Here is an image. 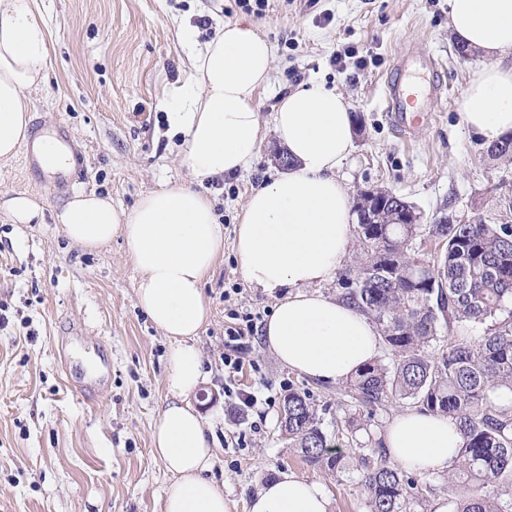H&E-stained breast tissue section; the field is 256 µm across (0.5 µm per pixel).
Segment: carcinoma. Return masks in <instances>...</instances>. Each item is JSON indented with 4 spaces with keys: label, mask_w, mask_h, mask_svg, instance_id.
I'll use <instances>...</instances> for the list:
<instances>
[{
    "label": "carcinoma",
    "mask_w": 512,
    "mask_h": 512,
    "mask_svg": "<svg viewBox=\"0 0 512 512\" xmlns=\"http://www.w3.org/2000/svg\"><path fill=\"white\" fill-rule=\"evenodd\" d=\"M492 159L512 158V134L487 147ZM357 235L359 264L342 277L340 298L372 319L392 363L376 360L341 388L363 430L357 484L366 512H430L431 484L380 454L370 427L394 401L422 413L456 419L462 438L456 463L433 475L448 489L452 512H512V403L489 393L512 392V224H365ZM434 239L432 257L416 248ZM448 343L436 348L437 324ZM482 328L474 338L460 328ZM281 425L304 462L332 473L350 470L346 456L327 445L310 392L288 391Z\"/></svg>",
    "instance_id": "obj_1"
}]
</instances>
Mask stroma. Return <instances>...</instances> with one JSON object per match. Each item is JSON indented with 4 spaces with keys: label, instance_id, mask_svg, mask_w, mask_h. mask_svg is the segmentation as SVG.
<instances>
[{
    "label": "stroma",
    "instance_id": "obj_1",
    "mask_svg": "<svg viewBox=\"0 0 512 512\" xmlns=\"http://www.w3.org/2000/svg\"><path fill=\"white\" fill-rule=\"evenodd\" d=\"M52 44L47 78L32 94L31 118L63 124L84 155L71 192L30 172L24 156L0 163V193L27 192L63 207L72 193L110 195L132 207L142 193L188 179L171 137L165 103L187 77L196 28L205 43L216 28L251 21L276 49L259 93L261 141L248 171L206 190L224 226V252L204 284L212 318L197 339L206 378L194 404L216 448L211 479L230 512H248L262 484L288 472L320 484L332 512H366L349 477L302 462L281 435L282 401L309 390L331 446L356 461L365 432L338 433L347 412L339 387L285 368L263 341L246 338L242 367L224 366L229 310L267 318L277 298L250 288L232 241L236 216L252 189L276 175L280 144L272 112L287 89L319 80L336 87L362 125L340 175L349 192L387 188L433 223L443 210L501 221L498 201L512 198V161L492 160L460 122L463 91L484 66L482 54L460 58L448 26L447 0H38ZM433 56L443 92L410 136L385 110L383 86L407 50ZM348 52L344 70L330 63ZM137 271L117 237L97 251L72 243L60 225L14 224L0 210V512H162L168 475L151 453V436L167 398L169 341L139 306ZM86 328L67 366L57 353L69 322ZM102 367L94 399L70 388L82 367ZM255 395L244 407L240 393Z\"/></svg>",
    "mask_w": 512,
    "mask_h": 512
}]
</instances>
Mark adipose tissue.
<instances>
[{"instance_id":"obj_1","label":"adipose tissue","mask_w":512,"mask_h":512,"mask_svg":"<svg viewBox=\"0 0 512 512\" xmlns=\"http://www.w3.org/2000/svg\"><path fill=\"white\" fill-rule=\"evenodd\" d=\"M448 25L458 44L488 60L464 92L461 123L493 144L512 133V0H448ZM50 56L36 0H0V162L28 138L32 93ZM275 60L273 45L250 22L217 29L190 57L186 79L168 102L179 162L190 180L147 192L134 206L80 192L53 214L70 241L86 249L125 240L139 278L138 303L170 342L167 402L152 433L153 453L170 475L163 512H229L224 492L208 479L213 441L189 397L203 379L196 339L212 317L203 285L224 251V226L204 185L247 170L260 139L258 93ZM275 133L293 164L253 189L235 228L234 251L250 287L278 294L265 324L279 362L301 375L341 382L376 360V325L351 304L326 295L348 250L350 194L338 171L354 147L350 104L337 89L313 81L282 96ZM461 442L455 421L414 410L398 413L383 435L389 456L422 474L452 468ZM249 512H331L324 488L282 472L253 497Z\"/></svg>"}]
</instances>
